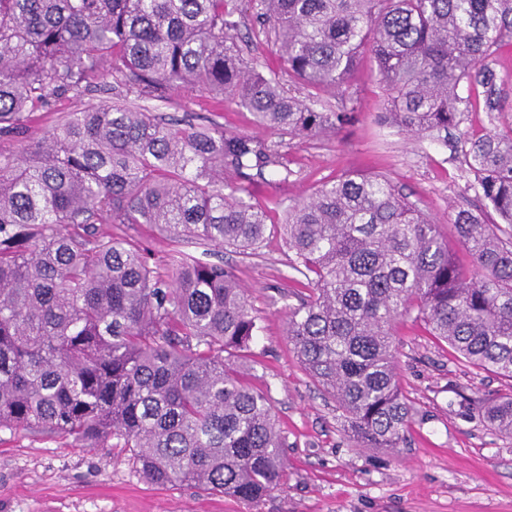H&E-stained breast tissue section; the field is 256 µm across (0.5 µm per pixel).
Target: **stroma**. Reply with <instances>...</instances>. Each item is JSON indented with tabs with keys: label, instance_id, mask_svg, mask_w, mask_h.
Here are the masks:
<instances>
[{
	"label": "stroma",
	"instance_id": "obj_1",
	"mask_svg": "<svg viewBox=\"0 0 512 512\" xmlns=\"http://www.w3.org/2000/svg\"><path fill=\"white\" fill-rule=\"evenodd\" d=\"M493 68L502 111L485 112L470 99L447 144L411 137L380 124L384 90L370 52L347 83L324 96L333 107L353 105L351 122L336 134L283 145L294 174L288 183L251 186L254 203L279 223L283 207L308 198L325 180L350 172L386 176L453 237L460 208L481 201L464 153L471 140L512 126V48L502 47ZM110 72L100 88L62 98L29 123V138H42L60 113L112 102L119 93ZM152 112L192 125L222 113L226 131L255 135L252 115L231 99L216 102L168 89L147 100ZM114 237L137 242L150 264L164 266L172 247L202 260L223 262L248 290L261 330L245 361L252 383L268 390L286 438L288 477L255 504L191 485L147 482L132 449L81 448L71 439L27 430L0 431V512H512V436L491 427L482 404L512 394V380L479 370L423 322L405 317L395 327L400 385L411 402L405 440L395 452L362 447L347 432L342 410L303 371L286 334L288 249L271 231L255 256H242L196 241L172 244L145 224H110Z\"/></svg>",
	"mask_w": 512,
	"mask_h": 512
}]
</instances>
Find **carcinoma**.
Masks as SVG:
<instances>
[{
  "mask_svg": "<svg viewBox=\"0 0 512 512\" xmlns=\"http://www.w3.org/2000/svg\"><path fill=\"white\" fill-rule=\"evenodd\" d=\"M280 79L244 62L231 0H0V135L20 133L109 67L136 101L64 112L17 154L0 149V431L62 435L81 448H131L153 483L255 503L280 486L285 441L268 392L245 377L259 326L221 262L183 250L150 267L100 224H147L256 255L269 230L257 180L293 175L280 145L183 128L138 104L177 87L228 96L258 127L328 136L347 110L317 108L369 47L385 96L381 124L448 141L468 91L501 109L492 56L512 43V0H254ZM485 212L461 209L460 265L434 220L379 174L322 183L280 224L292 280L288 341L366 448L394 451L411 405L393 326L415 315L460 357L512 378V127L466 153ZM512 435V396L484 408Z\"/></svg>",
  "mask_w": 512,
  "mask_h": 512,
  "instance_id": "carcinoma-1",
  "label": "carcinoma"
}]
</instances>
